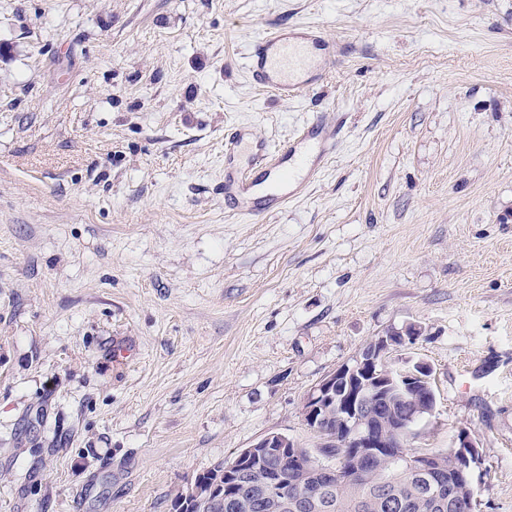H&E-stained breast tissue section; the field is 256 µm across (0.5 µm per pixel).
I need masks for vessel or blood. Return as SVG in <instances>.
Returning a JSON list of instances; mask_svg holds the SVG:
<instances>
[{
  "label": "vessel or blood",
  "mask_w": 512,
  "mask_h": 512,
  "mask_svg": "<svg viewBox=\"0 0 512 512\" xmlns=\"http://www.w3.org/2000/svg\"><path fill=\"white\" fill-rule=\"evenodd\" d=\"M328 41L315 26L280 27L260 33L252 41L245 67L258 88L283 98H293L318 79L323 62L321 49ZM335 126L315 122L303 127L285 145L274 148L265 140L239 133L224 142V207L234 215L247 217L263 210H281L297 196L290 183L286 164L299 160L300 171L319 173L336 149ZM247 157V168H238L240 157Z\"/></svg>",
  "instance_id": "b4317fda"
}]
</instances>
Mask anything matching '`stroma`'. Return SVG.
I'll list each match as a JSON object with an SVG mask.
<instances>
[{"mask_svg": "<svg viewBox=\"0 0 512 512\" xmlns=\"http://www.w3.org/2000/svg\"><path fill=\"white\" fill-rule=\"evenodd\" d=\"M320 26L284 100L259 32ZM336 153L229 216L224 138ZM433 368L412 449L476 437L512 512V0H0V512H174L372 338ZM126 357L116 361V349ZM328 40L315 26L280 27L264 31L251 42L245 67L258 88L283 98H294L321 79L314 73L323 62L321 48Z\"/></svg>", "mask_w": 512, "mask_h": 512, "instance_id": "35a3bbf8", "label": "stroma"}]
</instances>
